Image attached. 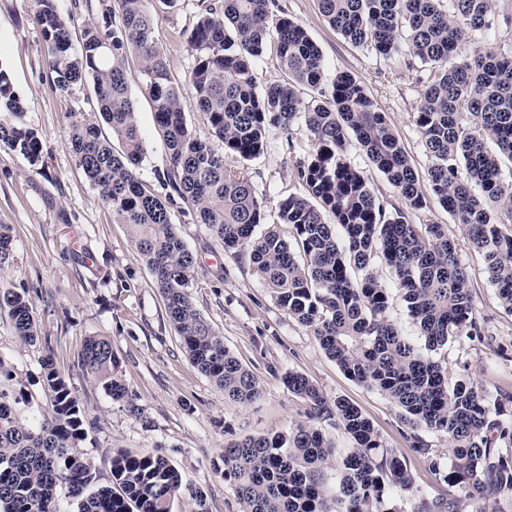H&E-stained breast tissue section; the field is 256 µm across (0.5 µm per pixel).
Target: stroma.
<instances>
[{
  "label": "stroma",
  "mask_w": 512,
  "mask_h": 512,
  "mask_svg": "<svg viewBox=\"0 0 512 512\" xmlns=\"http://www.w3.org/2000/svg\"><path fill=\"white\" fill-rule=\"evenodd\" d=\"M300 23L323 53L325 85L347 72L364 86L386 112L411 165L425 174L429 158L414 123L425 86L422 68H407L402 56L382 57L357 47L334 30L317 0H278ZM201 0H178L175 7H156L153 36L167 55L169 72L184 82L194 64L184 33L197 20ZM35 0H0V68L5 69L24 107V121L42 143L44 168L0 146V224L12 229V259L0 281L26 289L36 312L42 339L33 345L16 340L8 320H0V357L33 396L18 406L17 416L29 421L33 410L46 406L36 378L45 355L71 381L98 422L81 444L101 476L109 474L114 451H156L183 475L185 490L172 512H241L233 486L221 475L228 443L249 436L287 434L307 422L309 403L288 391L285 374L306 377L327 400L344 398L372 422L383 448L407 460L416 486L430 498L447 495L446 483L435 478L428 460L413 452L405 439L396 408L380 393L349 379L320 347L308 329L281 308L272 291L255 273L246 253L224 251L192 208L173 209L172 221L196 257L190 288L197 309L224 338L241 364L262 387L260 400L249 405L226 402L190 362L170 324L163 298L141 256L131 244L126 225L116 223L80 169L68 146L75 114L95 106L91 86L62 95L52 89L45 67L47 45L33 15ZM141 61L129 55V89L147 153L139 178L161 192L157 178L168 155L156 129L153 105L139 81ZM265 152L250 161L227 157L229 165L246 164L262 202L264 223L276 226L285 239L293 230L280 223L278 201L302 193L297 162L310 148L303 122L290 131L270 129ZM414 224L445 225L466 268L478 315L484 320L483 342L465 339L438 347L432 357L447 366L449 378L468 374L488 396L512 392V315L500 306L484 261L462 225L456 224L436 200L408 213ZM89 336L112 343L119 373L140 415L113 402L101 386L83 376L78 353Z\"/></svg>",
  "instance_id": "stroma-1"
}]
</instances>
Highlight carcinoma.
<instances>
[{
    "label": "carcinoma",
    "mask_w": 512,
    "mask_h": 512,
    "mask_svg": "<svg viewBox=\"0 0 512 512\" xmlns=\"http://www.w3.org/2000/svg\"><path fill=\"white\" fill-rule=\"evenodd\" d=\"M152 0H101V20L82 30L72 51L75 19L56 0H36V21L48 45L52 87L69 94L92 82L97 108L72 122L68 145L100 199L127 226L159 289L169 322L190 362L224 400L250 404L260 385L224 345L192 301L196 258L172 222L171 208L189 204L197 223L226 251L249 254L256 274L277 303L310 329L326 355L351 380L385 396L407 426L410 447L430 460L431 472L456 493L430 500L414 486L405 459L382 448L371 421L346 399L328 401L305 377L288 373L284 384L311 406L312 422L288 435L247 437L224 447V481L231 483L243 512H405L391 505L398 492L414 501L412 512H475L512 497V421L502 418L512 393L490 400L468 377L448 380V371L424 355L389 319L390 292L373 272L381 261L395 273L413 323L434 351L448 341L485 336L468 275L453 240L441 224H412L400 209L387 212L363 172L346 158L353 139L369 162L396 189L408 208L435 197L462 225L483 254L486 272L503 310L512 314V183L500 177L512 162V54L475 45L488 28L494 0H317L328 23L355 46L388 57L404 41L407 56L428 65L433 76L414 115L430 158L426 185L410 164L386 113L348 73L336 75L321 98L304 104L296 86L319 89L325 63L305 28L275 0H212L186 36L194 65L185 86L173 82L164 53L152 38ZM288 80L261 87L255 71L268 45ZM142 61V86L154 104L155 124L169 164L159 176L171 193L147 190L137 175L145 156L126 59ZM210 124L220 153L188 127L185 95ZM23 106L9 74L0 68V143L35 166L43 161L37 133L22 121ZM300 119L312 148L297 161L305 192L278 201L281 223L295 244L264 221L249 172L230 167L224 156L254 159L266 149L267 131H286ZM112 137L103 135L100 123ZM121 144L116 150L112 140ZM331 215L335 224L325 222ZM339 226L343 236L336 235ZM11 228L0 224V272L11 259ZM27 343L38 340L33 304L26 289L0 281V316ZM84 374L129 412L139 408L118 376V360L105 336L87 338L78 354ZM48 413L32 423L15 412L31 398L19 383L0 388V512H58V492L77 512H172L183 488L180 471L163 455L118 450L109 459L110 484H99L96 466L80 450L94 424L70 377L51 358L41 362ZM329 421L352 442L342 457L336 498L325 495L324 470L335 448L313 421ZM423 432L448 436V464L432 454Z\"/></svg>",
    "instance_id": "1"
}]
</instances>
